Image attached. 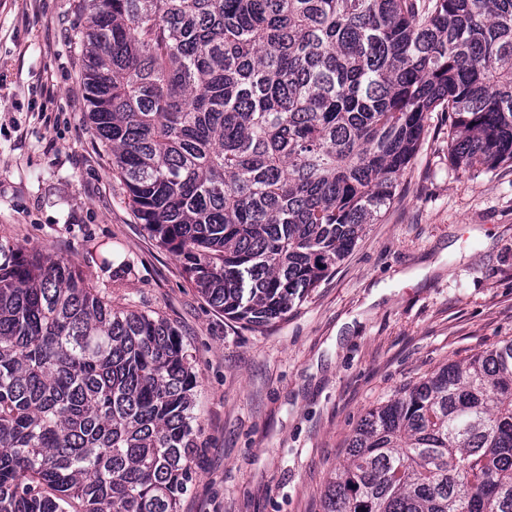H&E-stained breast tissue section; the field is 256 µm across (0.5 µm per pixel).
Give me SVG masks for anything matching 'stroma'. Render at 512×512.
Masks as SVG:
<instances>
[{"label": "stroma", "mask_w": 512, "mask_h": 512, "mask_svg": "<svg viewBox=\"0 0 512 512\" xmlns=\"http://www.w3.org/2000/svg\"><path fill=\"white\" fill-rule=\"evenodd\" d=\"M80 0H0V242L78 268L169 321L197 375L200 450L181 512H323L361 417L512 338V168L448 162L432 113L390 207L281 320L217 312L129 204L86 115Z\"/></svg>", "instance_id": "obj_1"}]
</instances>
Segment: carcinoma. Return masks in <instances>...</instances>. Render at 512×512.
Segmentation results:
<instances>
[{
	"mask_svg": "<svg viewBox=\"0 0 512 512\" xmlns=\"http://www.w3.org/2000/svg\"><path fill=\"white\" fill-rule=\"evenodd\" d=\"M89 119L138 219L260 327L394 200L432 112L512 165V0H85ZM0 512H180L196 375L178 330L0 244ZM323 512H512V339L361 418Z\"/></svg>",
	"mask_w": 512,
	"mask_h": 512,
	"instance_id": "carcinoma-1",
	"label": "carcinoma"
}]
</instances>
